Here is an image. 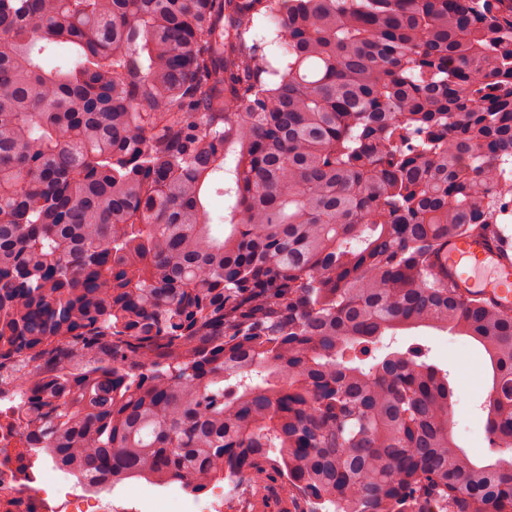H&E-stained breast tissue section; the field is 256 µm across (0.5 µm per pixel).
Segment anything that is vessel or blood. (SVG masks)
Masks as SVG:
<instances>
[{"label":"vessel or blood","mask_w":512,"mask_h":512,"mask_svg":"<svg viewBox=\"0 0 512 512\" xmlns=\"http://www.w3.org/2000/svg\"><path fill=\"white\" fill-rule=\"evenodd\" d=\"M448 279L461 295L512 316V241L500 233L449 237Z\"/></svg>","instance_id":"obj_1"}]
</instances>
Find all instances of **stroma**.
I'll return each instance as SVG.
<instances>
[{
  "label": "stroma",
  "instance_id": "stroma-1",
  "mask_svg": "<svg viewBox=\"0 0 512 512\" xmlns=\"http://www.w3.org/2000/svg\"><path fill=\"white\" fill-rule=\"evenodd\" d=\"M409 348L418 349L423 360L449 373L456 399L450 429L456 444L475 461L491 459L483 403L492 385V372L482 347L468 336L418 327L384 337L361 364L369 367L389 352Z\"/></svg>",
  "mask_w": 512,
  "mask_h": 512
}]
</instances>
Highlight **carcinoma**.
<instances>
[{
  "instance_id": "1",
  "label": "carcinoma",
  "mask_w": 512,
  "mask_h": 512,
  "mask_svg": "<svg viewBox=\"0 0 512 512\" xmlns=\"http://www.w3.org/2000/svg\"><path fill=\"white\" fill-rule=\"evenodd\" d=\"M511 205L512 0H0V431L105 491L512 512V317L448 283ZM420 325L485 347L494 461L444 371L353 364ZM207 205L212 219L210 224H214L212 225L214 232L221 235L224 230V216H228L231 207L234 205V198L214 191Z\"/></svg>"
}]
</instances>
